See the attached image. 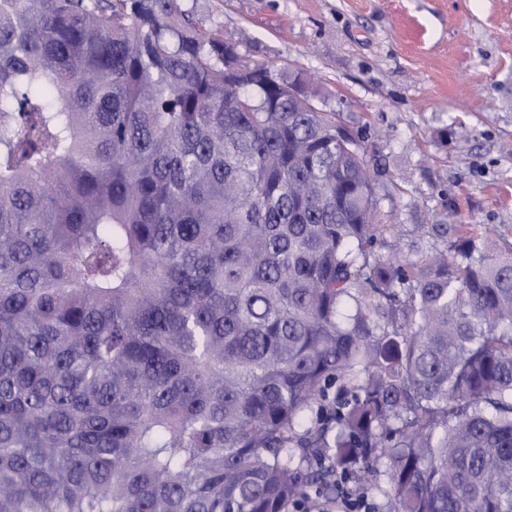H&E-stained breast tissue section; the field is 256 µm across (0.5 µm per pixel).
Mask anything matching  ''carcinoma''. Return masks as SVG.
<instances>
[{
    "label": "carcinoma",
    "instance_id": "cac0c4a2",
    "mask_svg": "<svg viewBox=\"0 0 512 512\" xmlns=\"http://www.w3.org/2000/svg\"><path fill=\"white\" fill-rule=\"evenodd\" d=\"M181 2L0 0V512H512V250Z\"/></svg>",
    "mask_w": 512,
    "mask_h": 512
}]
</instances>
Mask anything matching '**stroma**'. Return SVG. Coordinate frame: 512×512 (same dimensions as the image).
Masks as SVG:
<instances>
[{
	"label": "stroma",
	"instance_id": "stroma-1",
	"mask_svg": "<svg viewBox=\"0 0 512 512\" xmlns=\"http://www.w3.org/2000/svg\"><path fill=\"white\" fill-rule=\"evenodd\" d=\"M243 60L301 73L368 147L385 252L448 218L512 246V0H182Z\"/></svg>",
	"mask_w": 512,
	"mask_h": 512
}]
</instances>
